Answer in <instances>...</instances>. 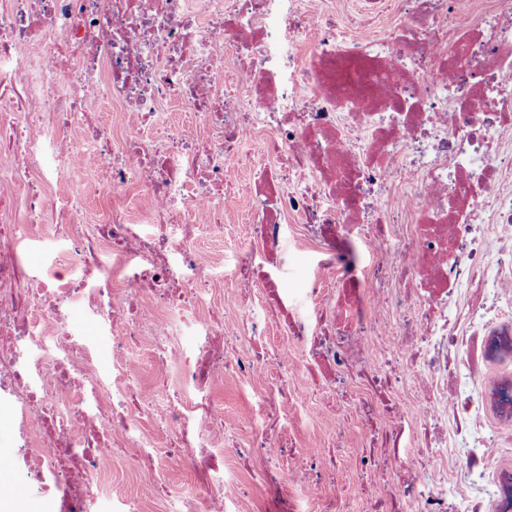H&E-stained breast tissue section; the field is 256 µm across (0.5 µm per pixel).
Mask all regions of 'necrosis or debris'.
<instances>
[{
    "instance_id": "4bbe7bcc",
    "label": "necrosis or debris",
    "mask_w": 512,
    "mask_h": 512,
    "mask_svg": "<svg viewBox=\"0 0 512 512\" xmlns=\"http://www.w3.org/2000/svg\"><path fill=\"white\" fill-rule=\"evenodd\" d=\"M389 5L396 25L349 41L313 0H0V410L16 491L48 512H139L95 491L118 460L171 512H246L252 495L224 468L232 454L263 464L258 512H307L281 483L290 470L322 512H342L323 444L297 447L288 426L307 378L365 422L386 414L359 466L374 512H512V469L487 461L512 442V379L478 383L485 358L512 359V256L489 247L512 243V0L357 2L367 17ZM100 94L121 107V132L87 123ZM172 100L192 124L162 120ZM259 133L272 162L244 187L249 243L238 285L223 289V261L198 239L223 236L224 176ZM91 161L111 195L105 224L74 202L93 191ZM56 179L70 194H50ZM133 192L148 204L137 219ZM288 220L317 255L298 291ZM50 229L62 250L31 272L21 248ZM75 305L109 330L111 379L68 329ZM271 314L297 351L268 350ZM146 335L157 363L181 364L177 379L137 385L130 347ZM408 372L416 398L377 410ZM228 377L265 382L244 448L226 441L215 401ZM148 419L200 496H173ZM413 433L423 447H406ZM451 434L463 463L450 474L434 451ZM395 460L407 477L393 486L382 476ZM452 484L470 488L466 509Z\"/></svg>"
}]
</instances>
